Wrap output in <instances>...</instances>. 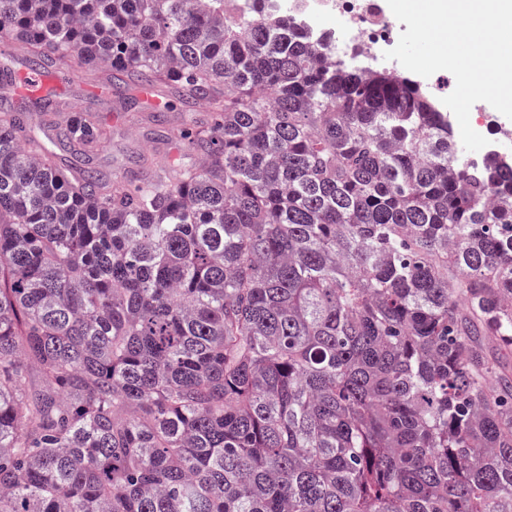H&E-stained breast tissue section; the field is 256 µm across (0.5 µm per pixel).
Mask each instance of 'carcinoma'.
I'll return each mask as SVG.
<instances>
[{
    "instance_id": "cac0c4a2",
    "label": "carcinoma",
    "mask_w": 512,
    "mask_h": 512,
    "mask_svg": "<svg viewBox=\"0 0 512 512\" xmlns=\"http://www.w3.org/2000/svg\"><path fill=\"white\" fill-rule=\"evenodd\" d=\"M31 67L169 89L200 159L63 168L0 107V512H512V156L272 0H0ZM495 378V385L489 378Z\"/></svg>"
}]
</instances>
